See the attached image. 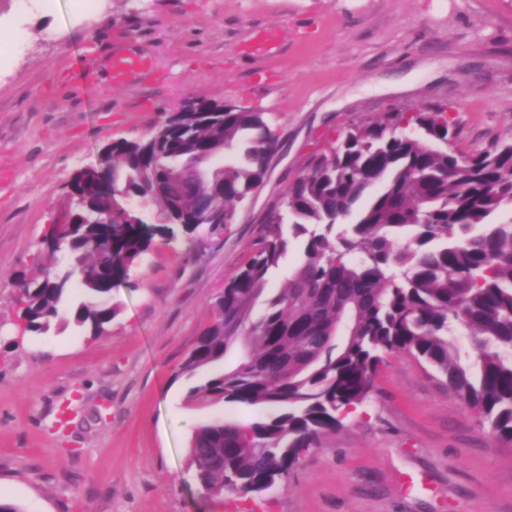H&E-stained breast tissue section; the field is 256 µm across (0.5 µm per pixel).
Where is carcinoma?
<instances>
[{"label":"carcinoma","instance_id":"carcinoma-1","mask_svg":"<svg viewBox=\"0 0 512 512\" xmlns=\"http://www.w3.org/2000/svg\"><path fill=\"white\" fill-rule=\"evenodd\" d=\"M139 139L103 148L113 194L111 228L77 224L65 255L41 246L54 268L23 279L18 296L28 330L42 334L68 313L93 335L118 314L112 289L177 224L209 198L210 223H233L236 207L264 184L279 140L263 112L197 99ZM454 106L393 109L349 124L308 156L271 212L258 243L211 303V321L180 365L196 405L272 406L248 423L214 417L196 426L187 453L208 495L262 496L347 408L362 403L383 355L405 352L432 367L495 439L512 443V139L458 152ZM100 177L70 182L98 205ZM305 237L285 287L252 313L290 238ZM79 269L84 299L73 298ZM477 351L461 361V342ZM240 345L230 370L224 356Z\"/></svg>","mask_w":512,"mask_h":512}]
</instances>
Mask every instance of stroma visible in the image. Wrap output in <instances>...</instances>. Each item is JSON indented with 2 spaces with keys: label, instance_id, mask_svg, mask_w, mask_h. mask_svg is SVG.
<instances>
[{
  "label": "stroma",
  "instance_id": "stroma-1",
  "mask_svg": "<svg viewBox=\"0 0 512 512\" xmlns=\"http://www.w3.org/2000/svg\"><path fill=\"white\" fill-rule=\"evenodd\" d=\"M277 26L267 55L238 48ZM20 30V42L10 38ZM151 73L113 85V53ZM265 114L280 150L224 231L155 239L91 335L29 332L16 302L66 184L193 98ZM452 103L469 154L512 138V0H0V499L22 512H512V444L426 364L385 355L367 399L262 498H209L187 446L221 415L177 371L310 152L351 120Z\"/></svg>",
  "mask_w": 512,
  "mask_h": 512
}]
</instances>
